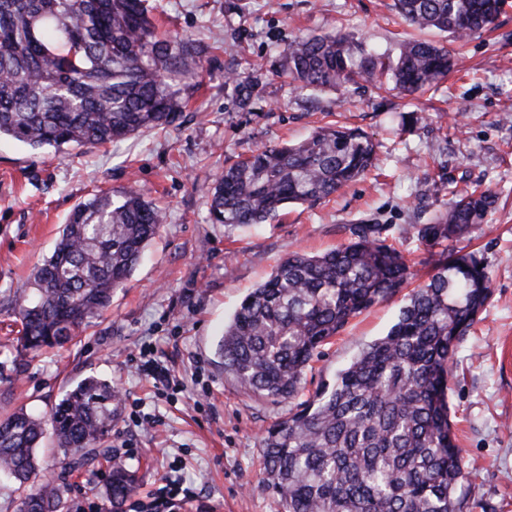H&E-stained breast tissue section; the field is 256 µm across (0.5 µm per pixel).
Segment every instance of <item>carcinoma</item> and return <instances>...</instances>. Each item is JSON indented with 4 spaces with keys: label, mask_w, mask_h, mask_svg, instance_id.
<instances>
[{
    "label": "carcinoma",
    "mask_w": 512,
    "mask_h": 512,
    "mask_svg": "<svg viewBox=\"0 0 512 512\" xmlns=\"http://www.w3.org/2000/svg\"><path fill=\"white\" fill-rule=\"evenodd\" d=\"M506 0H394L418 29L466 39L494 23ZM190 37L160 35L147 0H0V139L33 150L96 147L170 125L182 80L201 67ZM300 87L360 80L414 93L453 66L448 50L405 43L390 59L344 35L301 37L283 50ZM376 145L358 129L322 127L297 144L252 152L209 190L215 224H263L291 204H311L376 166ZM429 224L407 234L440 248L428 282L408 295L388 333L366 344L330 386L274 423L262 440L266 487L284 512H463L464 478L448 406L449 363L490 295L486 267L454 243L489 223L490 188L452 192ZM164 215L144 195L104 192L76 204L32 292L14 295L23 358L72 341L124 287ZM347 242L319 255L294 251L239 303L218 344L224 371L274 401L294 399L319 348L349 320L399 292L411 275L383 224H351ZM118 391L87 377L52 409L58 447L86 459L106 452ZM44 421L20 409L0 419V475L24 492L30 512H69L68 488L44 483ZM135 471L112 464L106 495L123 512Z\"/></svg>",
    "instance_id": "1"
}]
</instances>
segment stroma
Here are the masks:
<instances>
[{"label":"stroma","instance_id":"35a3bbf8","mask_svg":"<svg viewBox=\"0 0 512 512\" xmlns=\"http://www.w3.org/2000/svg\"><path fill=\"white\" fill-rule=\"evenodd\" d=\"M161 29L206 49L166 129L97 148L39 151L0 140V348L18 335L5 308L49 256L68 216L98 192L135 188L165 222L126 287L76 342L16 361L0 355V417L23 407L45 417L65 391L94 376L121 397L105 445L110 460L71 469L46 437L37 482L68 488L70 512L104 502L116 462L133 463L131 502L183 482L196 512H283L264 485L262 438L298 402L334 382L371 340L395 323L403 295L350 319L322 346L297 400L272 401L240 387L224 370L218 343L241 299L289 252L320 254L344 243L348 224H386L409 259L413 284L430 273L431 250L403 229L432 222L449 187L491 188L500 196L489 224L457 244L482 257L490 298L459 342L448 405L466 478L465 512H512V0L493 27L467 40L417 33L393 0H149ZM338 31L396 55L416 35L441 44L455 68L437 88L405 96L369 84L302 89L285 75L284 48L296 38ZM251 87L248 102L225 86ZM335 120L377 145L378 169L313 205L272 222L212 223L206 190L225 166L268 145L296 143ZM145 351L171 370L156 389L130 354Z\"/></svg>","mask_w":512,"mask_h":512}]
</instances>
